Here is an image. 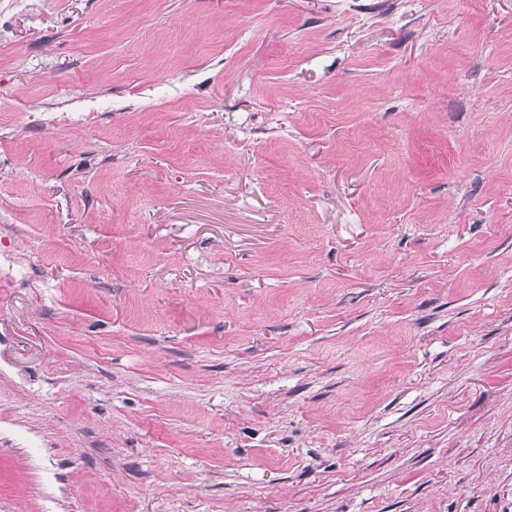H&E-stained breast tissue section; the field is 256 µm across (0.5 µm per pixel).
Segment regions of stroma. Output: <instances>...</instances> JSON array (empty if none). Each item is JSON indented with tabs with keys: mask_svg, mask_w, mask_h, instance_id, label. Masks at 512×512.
Returning <instances> with one entry per match:
<instances>
[{
	"mask_svg": "<svg viewBox=\"0 0 512 512\" xmlns=\"http://www.w3.org/2000/svg\"><path fill=\"white\" fill-rule=\"evenodd\" d=\"M0 512H512V0H0Z\"/></svg>",
	"mask_w": 512,
	"mask_h": 512,
	"instance_id": "35a3bbf8",
	"label": "stroma"
}]
</instances>
